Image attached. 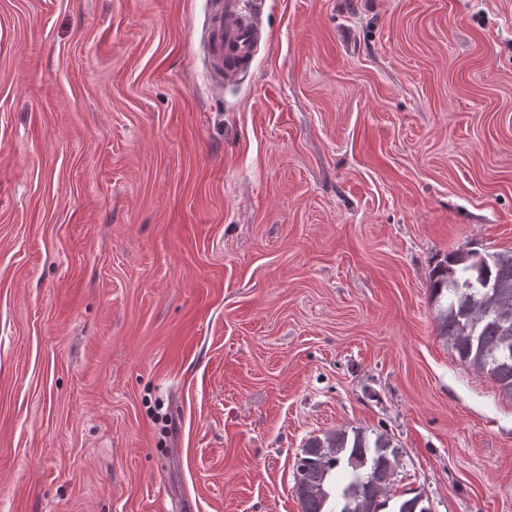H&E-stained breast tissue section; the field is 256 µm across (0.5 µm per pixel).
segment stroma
Here are the masks:
<instances>
[{
  "label": "stroma",
  "instance_id": "obj_1",
  "mask_svg": "<svg viewBox=\"0 0 512 512\" xmlns=\"http://www.w3.org/2000/svg\"><path fill=\"white\" fill-rule=\"evenodd\" d=\"M0 0V512H301L308 438L391 501L512 512V397L429 274L512 250V0ZM260 1L212 0L201 50L212 71L223 81L247 72L262 39L257 21Z\"/></svg>",
  "mask_w": 512,
  "mask_h": 512
}]
</instances>
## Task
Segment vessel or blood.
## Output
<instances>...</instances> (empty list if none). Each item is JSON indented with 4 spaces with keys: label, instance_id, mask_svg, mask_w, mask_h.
I'll use <instances>...</instances> for the list:
<instances>
[{
    "label": "vessel or blood",
    "instance_id": "1",
    "mask_svg": "<svg viewBox=\"0 0 512 512\" xmlns=\"http://www.w3.org/2000/svg\"><path fill=\"white\" fill-rule=\"evenodd\" d=\"M258 0H211L201 50L212 71L223 80L247 72L262 39Z\"/></svg>",
    "mask_w": 512,
    "mask_h": 512
}]
</instances>
